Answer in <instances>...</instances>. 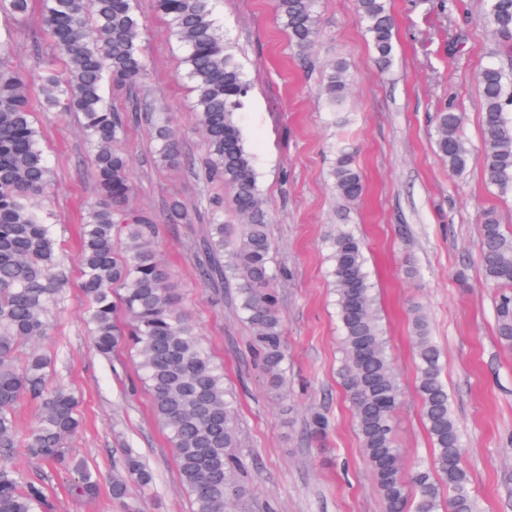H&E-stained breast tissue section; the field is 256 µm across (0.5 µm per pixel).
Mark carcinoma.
<instances>
[{
  "mask_svg": "<svg viewBox=\"0 0 512 512\" xmlns=\"http://www.w3.org/2000/svg\"><path fill=\"white\" fill-rule=\"evenodd\" d=\"M42 21L54 46L46 56L35 48L42 103L75 113L92 151L97 197L88 203L81 232V289L88 304L94 346L104 359L120 345L138 358L139 382L154 398V416L174 448L183 486L195 512H241L248 488L241 480L239 410L224 369L211 358L196 324L181 306L178 282L161 258L155 224L125 209L132 187L128 154L118 147L138 113L112 108L104 84L135 86L146 66L140 52L144 25L132 0H40ZM316 0H275V10L292 44L307 51L317 34ZM16 22L27 20L32 0H0ZM168 19L169 34L184 50L183 65L195 92V116L203 135L204 178L224 185L243 224L224 223V208L209 202L207 234L196 245L200 277L224 299L221 288L234 284L236 307L249 324L253 352L268 388L288 386L283 319L271 266L268 212L246 150L236 112L249 86L230 46L219 33L209 0H157ZM355 9L385 71L393 61V20L387 0H355ZM488 21L497 33L512 34V0H489ZM10 40L0 37V512H55L45 484L26 478L8 463L23 444L28 455L74 476L73 497L93 500L100 475L73 456L68 441L82 426L78 399L48 386L50 358L39 344L49 335L48 316L65 298L67 275L53 224L41 198L51 169L22 75L5 62ZM344 65H334L324 83L327 101L341 108L348 94ZM483 99L482 165L487 179L512 189V88L495 65L479 75ZM461 117L439 112L435 146L452 172L463 171L469 151L461 135ZM160 165L179 163L175 132L165 118L152 123ZM333 187L354 203L364 191L353 152H336ZM168 220H190L178 200L167 207ZM329 275L342 330V378L352 402L358 434L384 512H474L468 472L461 462L460 434L442 380L441 351L429 336L419 306L411 307L417 393L432 446L427 463L403 470L396 439V413L402 388L387 353V341L366 272L364 245L344 228L327 235ZM479 253L487 282L501 289L496 302L497 334L512 347V234L495 215L485 214ZM30 351L17 362L23 345ZM27 400L36 412L21 429L16 406ZM154 473L140 455L127 451L112 472V497L126 512L130 486L148 489Z\"/></svg>",
  "mask_w": 512,
  "mask_h": 512,
  "instance_id": "cac0c4a2",
  "label": "carcinoma"
}]
</instances>
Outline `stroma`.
Masks as SVG:
<instances>
[{
  "mask_svg": "<svg viewBox=\"0 0 512 512\" xmlns=\"http://www.w3.org/2000/svg\"><path fill=\"white\" fill-rule=\"evenodd\" d=\"M146 24L145 76L134 89L108 96L121 112L142 120L124 143L134 192L130 209L151 217L161 255L179 283L182 304L239 396L244 480L243 512H384L367 467L351 404L343 387L340 328L326 262L325 237L339 226L360 236L367 271L403 388L397 441L406 465L429 459L431 443L416 391L409 316L418 303L443 352L442 378L465 448L475 512H512V349L496 331L497 289L485 280L478 239L484 212L494 211L512 231V191L490 184L481 165L484 147L478 74L496 64L512 73V36L486 22L487 0H388L395 22L394 60L378 71L353 0H318V34L299 52L278 20L274 0H212L221 33L231 42L250 84L238 114L246 147L269 214L274 266L288 354V391H268L252 354L251 333L235 308L234 288L223 302L197 272L193 247L205 219L170 224L167 204L188 209L223 195L222 186L190 171L203 154L196 127L195 94L181 66L183 50L167 32L156 0H133ZM10 34L8 63L23 73L38 97L40 70L33 46L52 47L38 13L23 25L0 14ZM343 62L349 84L344 112L322 93L333 63ZM462 117L471 161L450 172L433 143L437 113ZM170 112L181 151L173 167L155 164L145 122ZM42 146L53 168L46 196L59 252L69 276L65 302L51 316L43 344L55 360L51 384L74 392L84 417L69 446L99 472L102 487L91 501H76L72 478L32 462L15 448L12 464L43 479L57 512H126L113 500L112 470L125 450L140 454L156 475L153 489L135 492L142 512H193L173 450L153 415V399L139 386L135 357L119 348L112 360L93 347L79 288L76 229L81 203L97 195L93 168L74 114L36 110ZM350 147L365 185L347 203L333 189L338 145ZM327 416L324 438L309 435L313 413Z\"/></svg>",
  "mask_w": 512,
  "mask_h": 512,
  "instance_id": "stroma-1",
  "label": "stroma"
}]
</instances>
